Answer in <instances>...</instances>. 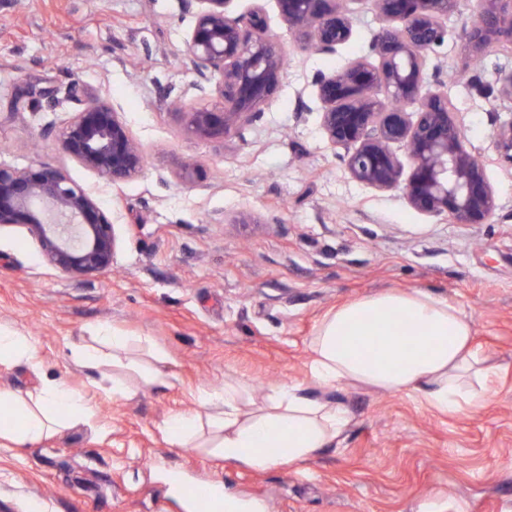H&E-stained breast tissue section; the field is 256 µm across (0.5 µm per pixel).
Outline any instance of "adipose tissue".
<instances>
[{
  "instance_id": "1",
  "label": "adipose tissue",
  "mask_w": 512,
  "mask_h": 512,
  "mask_svg": "<svg viewBox=\"0 0 512 512\" xmlns=\"http://www.w3.org/2000/svg\"><path fill=\"white\" fill-rule=\"evenodd\" d=\"M131 342L104 329L92 343L72 349L71 357L87 368L110 365L147 384L163 382L164 353L151 347L132 356ZM310 348V376L324 388L362 384L414 392L446 413L476 411L488 398L484 381L492 368L474 344L471 313L422 290H386L336 307L319 323ZM198 401V411L164 420L166 443L204 448L253 469L305 462L340 438L351 420L344 406L310 398L288 384L271 387L254 406L239 381L201 390ZM95 417L87 393L56 380L41 381L23 394L0 388V439L19 451Z\"/></svg>"
}]
</instances>
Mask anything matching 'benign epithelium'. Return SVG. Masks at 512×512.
Returning a JSON list of instances; mask_svg holds the SVG:
<instances>
[{
    "instance_id": "1",
    "label": "benign epithelium",
    "mask_w": 512,
    "mask_h": 512,
    "mask_svg": "<svg viewBox=\"0 0 512 512\" xmlns=\"http://www.w3.org/2000/svg\"><path fill=\"white\" fill-rule=\"evenodd\" d=\"M232 2L180 0L182 10L194 18L185 54L220 100L212 108L172 104L179 129L198 140L223 139L261 112L284 71L285 52L268 26L261 0L248 14L236 16ZM341 2L277 0V6L300 46L332 53L353 36ZM373 2L383 22L373 44L378 63L355 58L316 80L328 142L346 150L343 160L358 182L381 191L400 187L413 208L457 224L488 223L497 208L495 190L448 107L443 84L425 71L428 56L448 36L445 19L458 0ZM493 45L512 52V0H478L463 58L477 59ZM382 90L395 105H385L379 98ZM69 98L75 108L63 126L48 127L43 136L109 183L138 177L145 167L144 152L119 112L78 84L71 86ZM493 139L499 157L512 165V122L496 128ZM392 143L403 144L410 157L405 180L389 149ZM195 175L191 159L175 172L183 184L194 183ZM2 226L24 227L45 262L71 277L112 269L114 224L91 192L52 163L39 161L25 169L0 165Z\"/></svg>"
}]
</instances>
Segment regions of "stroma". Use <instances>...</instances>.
<instances>
[{"label": "stroma", "mask_w": 512, "mask_h": 512, "mask_svg": "<svg viewBox=\"0 0 512 512\" xmlns=\"http://www.w3.org/2000/svg\"><path fill=\"white\" fill-rule=\"evenodd\" d=\"M347 6L353 37L323 54L297 45L275 0H264L286 53L281 85L234 134L200 141L168 109L213 102L185 63L193 19L179 0H0V165L63 166L98 190L118 240L111 272L76 279L49 266L23 227H0V327L33 337L41 365H0V387L24 393L46 375L86 391L96 410L92 424L35 448L0 440V512L33 502L45 512H188L186 483L218 484L267 512H512V166L492 137L512 122V102L474 88L511 71L512 54L490 47L473 79L459 77L477 8L461 0L427 60L497 197L491 223L457 224L413 209L402 189L355 181L343 149L328 143L316 77L370 56L382 27L371 0ZM75 84L121 113L145 152L140 176L101 185L41 139L67 119ZM185 156L199 163L190 186L173 176ZM414 288L471 312L493 367L479 411L444 414L414 393L311 380L309 340L325 314ZM102 326L166 353V381L128 376L129 397L92 387L70 349ZM228 379L257 401L295 384L352 418L336 442L291 467L257 470L166 444L167 415L198 410L199 391Z\"/></svg>", "instance_id": "stroma-1"}]
</instances>
